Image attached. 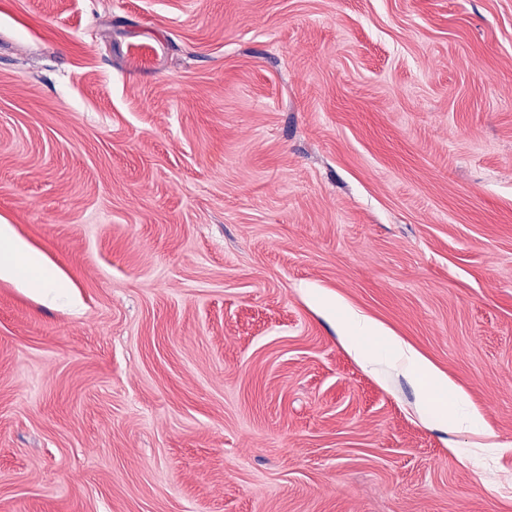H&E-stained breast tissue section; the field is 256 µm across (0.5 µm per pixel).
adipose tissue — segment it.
<instances>
[{"label": "adipose tissue", "instance_id": "1", "mask_svg": "<svg viewBox=\"0 0 512 512\" xmlns=\"http://www.w3.org/2000/svg\"><path fill=\"white\" fill-rule=\"evenodd\" d=\"M0 279L16 281L52 301L68 296L65 284L49 272L39 255L14 236L8 224L0 225ZM343 328L349 351L366 368L376 369L387 359L419 382L424 393L423 409L429 418L455 430L475 432L483 428L482 415L470 406L464 394L402 338L385 333L377 322L352 309L343 316Z\"/></svg>", "mask_w": 512, "mask_h": 512}]
</instances>
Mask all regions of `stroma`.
<instances>
[{"label":"stroma","instance_id":"35a3bbf8","mask_svg":"<svg viewBox=\"0 0 512 512\" xmlns=\"http://www.w3.org/2000/svg\"><path fill=\"white\" fill-rule=\"evenodd\" d=\"M0 224V512H512V0H0ZM0 279H10L23 288L55 301L68 297V289L45 267L41 257L17 239L11 225H0ZM343 328L347 348L366 368L377 373V365L390 359L395 368L419 382L424 393L423 409L429 418L455 430L475 432L483 428L482 415L470 406L464 394L402 338L386 334L381 325L353 309L344 312ZM374 341L381 342L382 350L370 346ZM434 393L440 396L435 398ZM448 393L454 395L449 403Z\"/></svg>","mask_w":512,"mask_h":512}]
</instances>
